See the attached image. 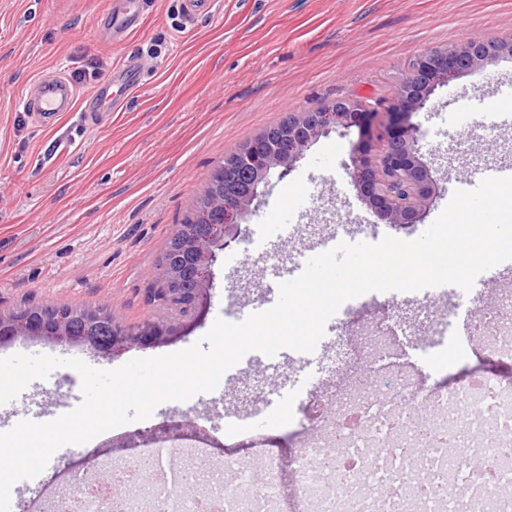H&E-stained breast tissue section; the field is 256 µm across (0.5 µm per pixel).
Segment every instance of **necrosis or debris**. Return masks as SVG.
Returning <instances> with one entry per match:
<instances>
[{"label": "necrosis or debris", "instance_id": "4bbe7bcc", "mask_svg": "<svg viewBox=\"0 0 512 512\" xmlns=\"http://www.w3.org/2000/svg\"><path fill=\"white\" fill-rule=\"evenodd\" d=\"M361 352L376 366L377 383H351L336 395L337 419H311L315 434L287 464L296 512H512L511 495L485 486L452 498L420 492L452 487L472 459L512 483V383L478 376L458 386H428L406 371L383 373L379 364L393 346L381 327L364 337ZM169 456L155 445L139 458L165 471L150 491L149 512H171L173 489L202 483L190 468L168 474ZM283 466L272 454L257 468L225 461L232 486L212 478L205 498L185 501L180 512H201L206 499L223 503V512H276ZM85 484L76 479L59 499V512H129V497L91 494Z\"/></svg>", "mask_w": 512, "mask_h": 512}]
</instances>
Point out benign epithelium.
Returning <instances> with one entry per match:
<instances>
[{
  "label": "benign epithelium",
  "mask_w": 512,
  "mask_h": 512,
  "mask_svg": "<svg viewBox=\"0 0 512 512\" xmlns=\"http://www.w3.org/2000/svg\"><path fill=\"white\" fill-rule=\"evenodd\" d=\"M505 54H512L511 41L469 40L431 49L415 61L394 93V120L379 136V144L363 138L351 153L353 187L378 220L400 226L414 224L436 194V181L422 160L418 130L408 122L409 115L425 103L436 85ZM371 111L362 101L337 100L316 112L286 114L280 124L285 149L268 146L266 131L245 148L250 184L243 191L227 189L224 166L213 169L202 204L203 223L181 226L162 256L160 277L186 317H194L201 302L208 299L217 252L239 239L241 224L271 172L277 169L279 176L287 175L319 136L331 128L361 129ZM107 319L109 314L101 309L84 308L74 314L57 306L0 314V343L20 336L46 338L83 345L114 358L133 346L165 341L179 331L176 324L162 319L143 324L135 333L116 327L112 340L103 341L93 328Z\"/></svg>",
  "instance_id": "obj_1"
}]
</instances>
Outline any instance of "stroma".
<instances>
[{
    "label": "stroma",
    "instance_id": "obj_1",
    "mask_svg": "<svg viewBox=\"0 0 512 512\" xmlns=\"http://www.w3.org/2000/svg\"><path fill=\"white\" fill-rule=\"evenodd\" d=\"M108 9L109 0H0V313L106 303L130 326L161 317L148 289L165 241L225 153L286 113L343 99L375 104L372 130L381 132L393 91L418 55L467 39L512 37V0H210L189 17L181 0H141L140 25L119 44L104 26ZM129 55L139 60L144 79L123 111L45 118L25 110L38 76L62 73L84 96ZM509 69L512 55L460 75L412 112L409 121L420 130L423 160L440 191L422 220L379 225L383 234L417 239L447 205L451 179L512 162V129L489 128L463 151L448 122L464 93L480 96L487 111L512 109V99L488 89ZM359 138L355 127L331 130L309 145L290 175L271 174L241 225L240 242L219 254L206 304L174 339L106 359L82 346L20 337L0 345V358L47 354L108 370L192 346L227 309L261 296L264 262L244 260L241 246L260 223L293 225L287 240L268 245L283 263L305 256L327 225L353 232L377 225L348 171ZM449 293L442 288L427 302L417 291L356 297L355 312L339 321L329 347L301 362L244 356L214 391L159 404L138 432L125 424L58 449L10 504L39 512L52 491L70 486L86 455L124 467L157 437L178 453L207 448L204 468L249 461L258 441L291 457L307 439L291 424L298 408L264 409L262 394L287 393L312 372L318 384L310 399L325 401L349 380L341 366L347 341L380 325L395 331V364L422 382L452 385L474 375L512 382V357L486 346L456 355L457 339L445 333ZM53 375L0 405V431L28 417L58 418L81 399L76 371L59 367ZM247 412L263 422L261 440L227 439V425Z\"/></svg>",
    "mask_w": 512,
    "mask_h": 512
}]
</instances>
